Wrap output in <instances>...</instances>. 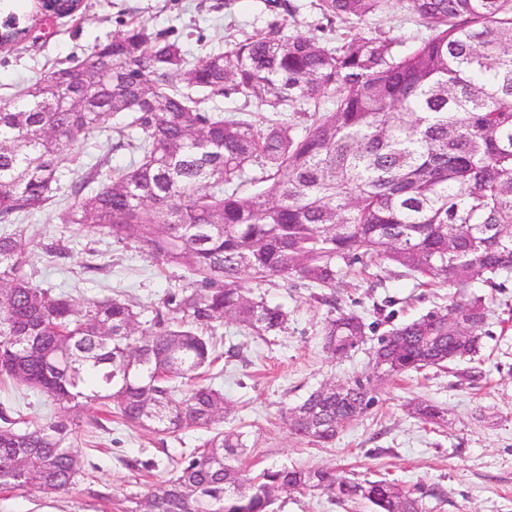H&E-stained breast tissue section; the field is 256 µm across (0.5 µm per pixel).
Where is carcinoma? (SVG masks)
I'll return each instance as SVG.
<instances>
[{"label":"carcinoma","instance_id":"cac0c4a2","mask_svg":"<svg viewBox=\"0 0 512 512\" xmlns=\"http://www.w3.org/2000/svg\"><path fill=\"white\" fill-rule=\"evenodd\" d=\"M393 0H320L328 23L361 24ZM428 34L412 46L374 30L332 46L285 25L246 34L189 62L182 44L139 21L84 60L51 67L0 107V222L52 209L72 236L92 228L134 241L193 279L143 322L119 298L82 304L35 280L36 255L0 234V377L44 395L65 421L0 426V486L65 493L82 476L73 425L90 402L125 423L178 434L224 421L229 404L210 383L215 323L256 336L285 328L288 312L250 296L243 279L295 276L327 288L336 306L341 264L363 255L420 279L493 288L512 277V0H398ZM178 80L182 87L172 85ZM336 93L320 112V96ZM236 94L275 112L306 107L296 134L286 118L262 127L207 104ZM84 99L72 111L69 102ZM135 130L137 159L114 171L70 148L108 131ZM249 183L254 191L244 194ZM473 312L471 341L448 339V315ZM490 308L482 296L388 331L373 353L391 379L444 368L481 347ZM366 324L338 309L322 330L343 357ZM326 383L289 410L292 431L328 445L375 404L371 379L329 394ZM410 414L438 424L420 401ZM243 435L219 431L181 459L126 512H275L281 489L320 490L372 512H423L419 498L384 480L334 467L239 464Z\"/></svg>","mask_w":512,"mask_h":512}]
</instances>
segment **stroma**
I'll use <instances>...</instances> for the list:
<instances>
[{
	"label": "stroma",
	"mask_w": 512,
	"mask_h": 512,
	"mask_svg": "<svg viewBox=\"0 0 512 512\" xmlns=\"http://www.w3.org/2000/svg\"><path fill=\"white\" fill-rule=\"evenodd\" d=\"M293 2L299 11L291 16L283 0H83L80 20L60 18L45 29L32 18L31 0H0V22L13 12L29 28L25 40L0 49V106L13 103L50 67L84 59L96 45L110 42L133 19L169 32L196 61L273 23L285 24L288 34L319 33L333 43L346 33L343 24L317 31L322 20L318 0ZM129 141V130L116 124L99 138L78 142L76 150L88 163L105 158L110 167L122 169L133 157ZM4 231L35 252L64 241L65 256L41 255L36 278L79 302L127 299L148 319L165 295L185 282L186 267L166 266L136 243H118L93 231L63 240L51 211L0 224ZM343 278L348 288L337 293L341 308L362 316L367 325L364 343L346 357L323 349L321 329L329 308L319 303L318 289L293 277L245 282L254 296L287 311L288 323L279 335L259 337L218 324L219 358L211 374L233 405L224 430L243 433L247 441L242 467H336L421 495L426 512H512V280L502 288L479 279L464 290L448 283L424 288L395 264L367 267L360 261L344 265ZM471 295L485 297L490 306L482 348L474 357L376 382V405L340 430L329 446L290 431L286 409L313 389L329 381L372 377L371 350L388 330ZM468 371L477 373V380H466ZM421 400L447 411L445 425L425 424L409 414V403ZM60 414L39 393L0 383V417L39 423ZM203 436L194 430L179 441L117 417L102 430L76 428L73 446L84 467L77 485L65 494L0 488V512H124L128 500L143 497L157 479L168 476ZM276 508L370 512L317 490L281 494Z\"/></svg>",
	"instance_id": "obj_1"
}]
</instances>
